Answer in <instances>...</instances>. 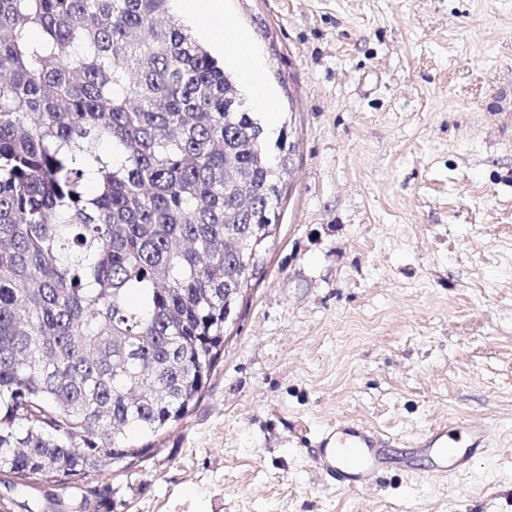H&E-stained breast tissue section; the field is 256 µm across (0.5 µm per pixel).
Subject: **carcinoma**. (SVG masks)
I'll list each match as a JSON object with an SVG mask.
<instances>
[{
    "label": "carcinoma",
    "mask_w": 512,
    "mask_h": 512,
    "mask_svg": "<svg viewBox=\"0 0 512 512\" xmlns=\"http://www.w3.org/2000/svg\"><path fill=\"white\" fill-rule=\"evenodd\" d=\"M170 0H0V475L81 490L200 401L292 159ZM40 38L33 40L30 31ZM107 140L112 152H100ZM76 512H112V486Z\"/></svg>",
    "instance_id": "carcinoma-1"
}]
</instances>
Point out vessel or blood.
Here are the masks:
<instances>
[{"mask_svg":"<svg viewBox=\"0 0 512 512\" xmlns=\"http://www.w3.org/2000/svg\"><path fill=\"white\" fill-rule=\"evenodd\" d=\"M455 429L467 435V448L449 447L448 432L443 428L434 431L425 444V451L434 467L443 472L455 471L466 464L485 447L488 438L486 425L470 419L458 421ZM318 459L323 467L335 474L338 485L347 490H358L373 483L387 464L389 451L375 430L353 424L324 432Z\"/></svg>","mask_w":512,"mask_h":512,"instance_id":"1","label":"vessel or blood"}]
</instances>
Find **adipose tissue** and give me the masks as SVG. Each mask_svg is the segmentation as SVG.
Listing matches in <instances>:
<instances>
[{"label": "adipose tissue", "mask_w": 512, "mask_h": 512, "mask_svg": "<svg viewBox=\"0 0 512 512\" xmlns=\"http://www.w3.org/2000/svg\"><path fill=\"white\" fill-rule=\"evenodd\" d=\"M179 4L192 27L210 39L215 53L227 54L241 71L245 84L255 86L260 70L248 51L241 46L229 52L224 49V0H179Z\"/></svg>", "instance_id": "obj_1"}]
</instances>
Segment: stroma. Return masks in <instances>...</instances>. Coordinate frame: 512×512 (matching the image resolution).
<instances>
[{
  "mask_svg": "<svg viewBox=\"0 0 512 512\" xmlns=\"http://www.w3.org/2000/svg\"><path fill=\"white\" fill-rule=\"evenodd\" d=\"M292 123L264 273L197 406L112 484L113 512H512V0H224ZM489 427L458 471L345 491L341 423L404 451ZM73 489L0 476L11 512Z\"/></svg>",
  "mask_w": 512,
  "mask_h": 512,
  "instance_id": "35a3bbf8",
  "label": "stroma"
}]
</instances>
